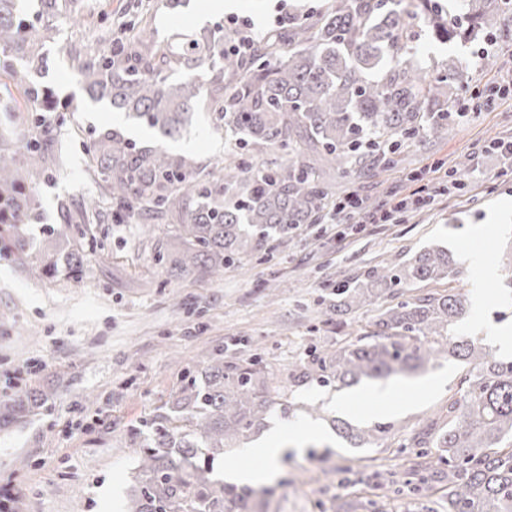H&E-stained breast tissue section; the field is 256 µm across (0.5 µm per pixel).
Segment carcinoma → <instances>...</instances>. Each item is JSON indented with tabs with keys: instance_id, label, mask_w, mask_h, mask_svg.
I'll return each mask as SVG.
<instances>
[{
	"instance_id": "cac0c4a2",
	"label": "carcinoma",
	"mask_w": 512,
	"mask_h": 512,
	"mask_svg": "<svg viewBox=\"0 0 512 512\" xmlns=\"http://www.w3.org/2000/svg\"><path fill=\"white\" fill-rule=\"evenodd\" d=\"M84 0H40L47 24H84ZM465 20L445 16L436 0H333L317 15L290 14L248 53L236 50L238 33H177L157 41L145 27L125 39L101 34L98 52L79 65L84 89L173 138L204 101L206 71H216L213 103L230 148L224 164L209 170L194 158L161 146H137L119 129L101 132L86 149L89 168L102 177L104 195L82 199L80 223L44 228L45 245L33 252L17 228L32 217L26 182L45 159L39 136L18 140L0 126V246L46 275L58 269L56 245H69V272H81L86 232L103 197L122 224L147 215L175 225L181 249L159 247L156 260L171 275L220 274L224 266L263 252L303 224H322L336 192L330 168L349 173L395 163L393 154L419 136L453 131L449 114L463 76L458 58H408L417 29L449 47L478 41L497 26L500 0H460ZM0 52L19 64L13 86L32 101L41 126L48 94L35 77L47 57L30 29L21 0H0ZM175 72L183 74L169 80ZM275 148L281 156L255 164L241 159L248 147ZM458 274L442 249H426L397 264L375 267L362 282L336 289L323 310L338 323L399 290ZM470 308L462 292L413 295L378 309L374 330L335 350L314 346L291 374L295 386L314 381L340 389L364 378L426 370L445 353L465 362L459 396L448 400V423L434 438L437 460L417 454L411 474L418 489L441 485L446 512H512V359L473 340L451 339ZM211 358L191 375L151 422L140 444L124 512H265L254 489L226 482L214 465L224 448L249 438L271 415L290 412L273 381L258 368ZM42 401L17 390L0 402V425L16 424Z\"/></svg>"
}]
</instances>
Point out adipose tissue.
<instances>
[{
  "mask_svg": "<svg viewBox=\"0 0 512 512\" xmlns=\"http://www.w3.org/2000/svg\"><path fill=\"white\" fill-rule=\"evenodd\" d=\"M320 436L321 433L317 428L305 424H293L286 429H276L249 450L250 455L263 459L262 469L237 468L230 470L228 476L233 480L252 485L267 483L274 479L279 461L288 447L299 446Z\"/></svg>",
  "mask_w": 512,
  "mask_h": 512,
  "instance_id": "1",
  "label": "adipose tissue"
}]
</instances>
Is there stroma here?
<instances>
[{
    "mask_svg": "<svg viewBox=\"0 0 512 512\" xmlns=\"http://www.w3.org/2000/svg\"><path fill=\"white\" fill-rule=\"evenodd\" d=\"M332 0H229L223 10L206 0H85L86 25L59 24L45 46L49 69L42 85L54 93L44 125L50 154L39 179L30 184L33 217L24 231L34 248L43 245V227L62 223L60 200L79 201L97 192L85 171V148L97 133L118 128L140 144L163 143L169 151L190 152L209 165L223 158L226 142L216 113L198 112L182 136L157 140L153 130L126 118L109 104L93 102L78 72V57L97 48L95 33L120 37L123 27L152 23L159 35L233 30L249 23L254 32L279 28L291 13L317 14ZM499 52L490 66L465 71L458 91L469 110L452 133L403 147L389 171L369 169L351 183L367 200L405 190L407 176L430 167L454 170L468 160L462 185L431 208L410 213L399 224H370L337 241L332 224H309L269 254L243 258L218 276H169L155 259L166 240L161 221L134 217L112 220L104 204L92 225L95 241L85 251L82 271L66 264L54 275L21 267L0 255V400L16 387L45 396L25 421L0 429V487L11 486L13 512H123L138 445L151 419L177 395L186 376L211 357L246 361L261 354L278 380L311 345L328 349L370 333L377 315L368 307L340 325L322 323L318 312L328 288L361 277L385 262L400 263L432 246L448 249L457 277L421 284V291L454 289L472 306L456 333L484 339L493 326L512 330V303L499 286L512 274V170L477 146L512 138V97L486 105L487 88L501 67L512 64V14L493 33ZM485 254L495 274L483 279L472 253ZM447 371L448 381L432 391L424 375L411 391L393 396V411L356 399L351 413H338L334 386L315 383L289 392L304 409L273 415L270 425L308 421L307 406L318 408L325 435L287 452L278 476L268 483V512H336V501H359L358 512H417L422 501L440 502L442 491L420 495L413 477L384 487L372 460L413 458L415 434L448 411L463 366L440 356L426 375ZM357 430L388 427L387 439L354 447L339 435V424Z\"/></svg>",
    "mask_w": 512,
    "mask_h": 512,
    "instance_id": "35a3bbf8",
    "label": "stroma"
}]
</instances>
